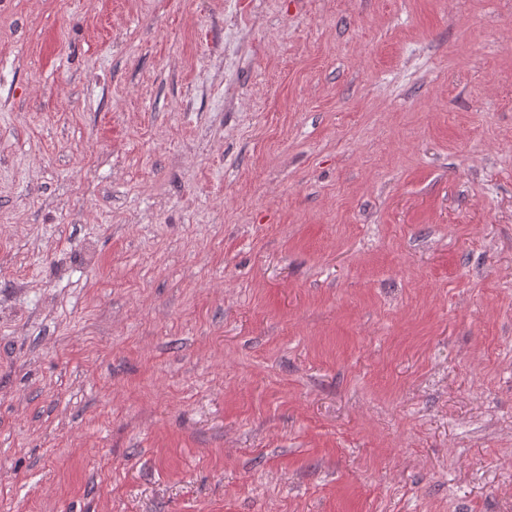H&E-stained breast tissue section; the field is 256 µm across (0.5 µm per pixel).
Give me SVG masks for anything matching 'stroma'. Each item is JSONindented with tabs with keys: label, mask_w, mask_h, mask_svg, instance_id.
<instances>
[{
	"label": "stroma",
	"mask_w": 512,
	"mask_h": 512,
	"mask_svg": "<svg viewBox=\"0 0 512 512\" xmlns=\"http://www.w3.org/2000/svg\"><path fill=\"white\" fill-rule=\"evenodd\" d=\"M0 0V512H512V0Z\"/></svg>",
	"instance_id": "1"
}]
</instances>
